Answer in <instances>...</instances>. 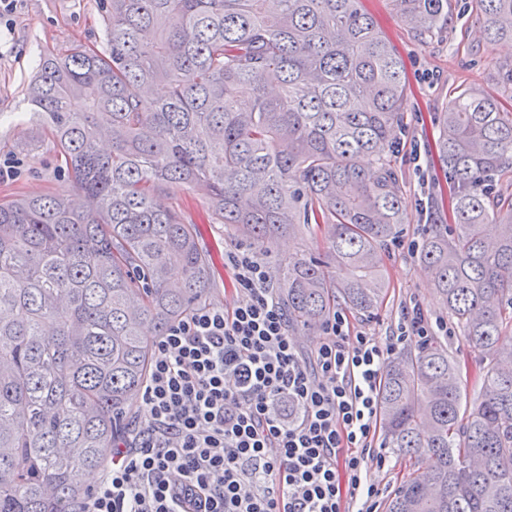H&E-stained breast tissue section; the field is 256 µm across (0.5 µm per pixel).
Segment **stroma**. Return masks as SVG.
<instances>
[{
	"mask_svg": "<svg viewBox=\"0 0 512 512\" xmlns=\"http://www.w3.org/2000/svg\"><path fill=\"white\" fill-rule=\"evenodd\" d=\"M476 0H448V23L435 34L418 38L394 16L389 0H363L400 54L409 96L406 111L384 154L398 174L408 217L400 235L405 243L423 242L431 225L450 221L448 170L439 158V118L453 89L467 86L483 95L504 99L499 67L512 63V43L487 41L475 12ZM96 46L104 49L103 26L96 0H19L9 27H0V157L18 163L16 175L0 181V199L64 193L71 184L57 159L47 129L30 114L25 88L40 54L58 49ZM160 206L197 222V235L211 257L206 301L223 305L231 281L224 272V252L237 242L223 225L201 220V200L176 191L157 197ZM394 244L380 252L388 284L375 314L352 315L353 324L385 341L396 326L405 302L417 300L433 319H448L446 305L436 293L425 267L415 254ZM448 354L462 367L468 395H475L491 351L466 345L461 333L445 337Z\"/></svg>",
	"mask_w": 512,
	"mask_h": 512,
	"instance_id": "35a3bbf8",
	"label": "stroma"
}]
</instances>
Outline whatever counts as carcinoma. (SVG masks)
Returning a JSON list of instances; mask_svg holds the SVG:
<instances>
[{
  "instance_id": "obj_1",
  "label": "carcinoma",
  "mask_w": 512,
  "mask_h": 512,
  "mask_svg": "<svg viewBox=\"0 0 512 512\" xmlns=\"http://www.w3.org/2000/svg\"><path fill=\"white\" fill-rule=\"evenodd\" d=\"M361 2L102 0L105 50L46 54L26 95L72 191L0 200V512L86 502L83 475L122 438L154 337L211 288L196 223L158 193L199 195L208 222L265 254L325 227L326 259L276 266L289 325L380 306L379 249L406 220L382 151L408 86ZM389 2L419 37L448 20V0ZM478 2L485 38L512 41V0ZM440 127L452 223L418 259L465 342L496 358L464 417L444 343L389 362L387 445L436 464L413 470L387 512H512V193L477 183L512 173V112L459 89Z\"/></svg>"
}]
</instances>
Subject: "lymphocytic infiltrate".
Returning <instances> with one entry per match:
<instances>
[{"mask_svg":"<svg viewBox=\"0 0 512 512\" xmlns=\"http://www.w3.org/2000/svg\"><path fill=\"white\" fill-rule=\"evenodd\" d=\"M224 268L234 304L197 306L156 340L145 410L84 512H379L365 473L387 462L376 449L381 379L434 325L403 305L382 346L335 310L306 351L267 264L238 246Z\"/></svg>","mask_w":512,"mask_h":512,"instance_id":"1","label":"lymphocytic infiltrate"}]
</instances>
